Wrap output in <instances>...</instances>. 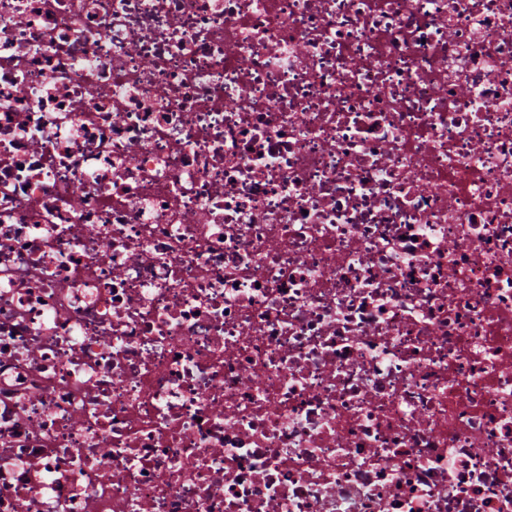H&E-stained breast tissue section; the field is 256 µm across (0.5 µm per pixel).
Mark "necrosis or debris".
Here are the masks:
<instances>
[{"instance_id": "1", "label": "necrosis or debris", "mask_w": 512, "mask_h": 512, "mask_svg": "<svg viewBox=\"0 0 512 512\" xmlns=\"http://www.w3.org/2000/svg\"><path fill=\"white\" fill-rule=\"evenodd\" d=\"M0 512H512V0H0Z\"/></svg>"}]
</instances>
